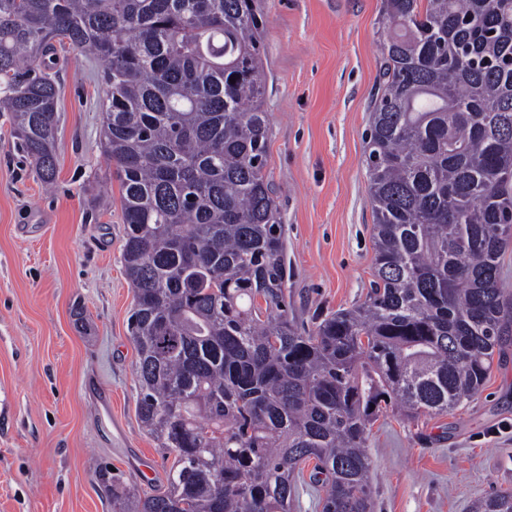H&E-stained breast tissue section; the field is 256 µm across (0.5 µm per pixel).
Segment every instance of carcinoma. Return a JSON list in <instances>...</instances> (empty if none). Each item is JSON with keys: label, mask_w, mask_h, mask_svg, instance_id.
Listing matches in <instances>:
<instances>
[{"label": "carcinoma", "mask_w": 512, "mask_h": 512, "mask_svg": "<svg viewBox=\"0 0 512 512\" xmlns=\"http://www.w3.org/2000/svg\"><path fill=\"white\" fill-rule=\"evenodd\" d=\"M384 20L372 287L309 331L284 288L255 0H0V112L48 186L57 47L103 66L137 415L174 456L152 493L100 470L112 512H293L310 462L321 512H374L372 408L444 415L512 347V0H384ZM471 512H512V491Z\"/></svg>", "instance_id": "carcinoma-1"}]
</instances>
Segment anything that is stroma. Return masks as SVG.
Wrapping results in <instances>:
<instances>
[{
  "label": "stroma",
  "mask_w": 512,
  "mask_h": 512,
  "mask_svg": "<svg viewBox=\"0 0 512 512\" xmlns=\"http://www.w3.org/2000/svg\"><path fill=\"white\" fill-rule=\"evenodd\" d=\"M267 171L285 230L293 314L306 329L372 281L365 136L379 87L382 0H256ZM57 178L45 189L0 117V512H112L94 471L160 489L173 464L136 411L134 290L119 187L100 135L102 64L59 53ZM375 512H470L512 490V350L470 403L371 422ZM151 461L150 478L139 465Z\"/></svg>",
  "instance_id": "35a3bbf8"
}]
</instances>
